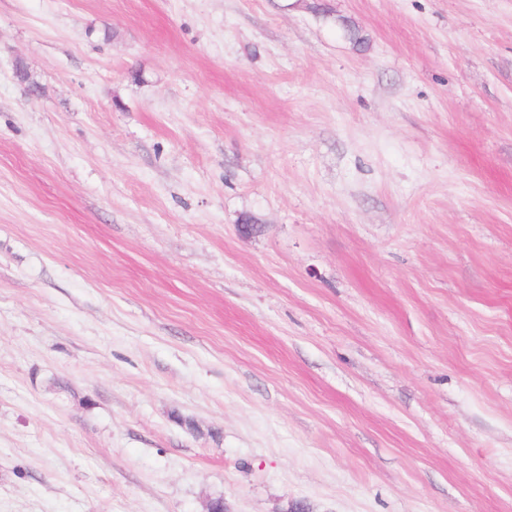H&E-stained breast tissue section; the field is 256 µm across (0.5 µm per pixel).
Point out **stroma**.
<instances>
[{"label":"stroma","instance_id":"35a3bbf8","mask_svg":"<svg viewBox=\"0 0 512 512\" xmlns=\"http://www.w3.org/2000/svg\"><path fill=\"white\" fill-rule=\"evenodd\" d=\"M217 498L512 512V0H0V512Z\"/></svg>","mask_w":512,"mask_h":512}]
</instances>
